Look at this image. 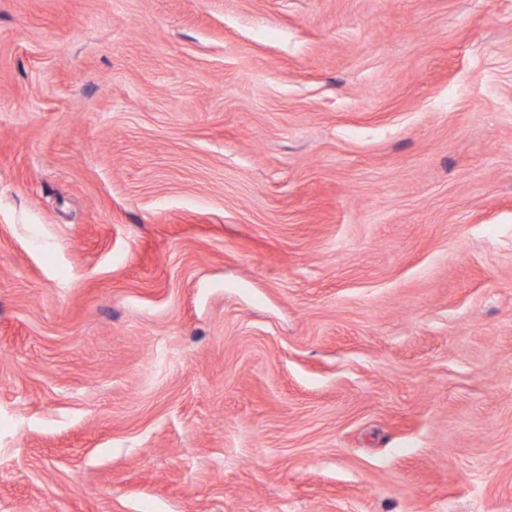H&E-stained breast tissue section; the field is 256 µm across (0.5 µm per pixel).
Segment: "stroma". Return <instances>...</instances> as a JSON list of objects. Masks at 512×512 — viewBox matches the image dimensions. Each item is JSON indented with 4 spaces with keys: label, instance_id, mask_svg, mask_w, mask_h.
I'll use <instances>...</instances> for the list:
<instances>
[{
    "label": "stroma",
    "instance_id": "35a3bbf8",
    "mask_svg": "<svg viewBox=\"0 0 512 512\" xmlns=\"http://www.w3.org/2000/svg\"><path fill=\"white\" fill-rule=\"evenodd\" d=\"M0 512H512V0H0Z\"/></svg>",
    "mask_w": 512,
    "mask_h": 512
}]
</instances>
